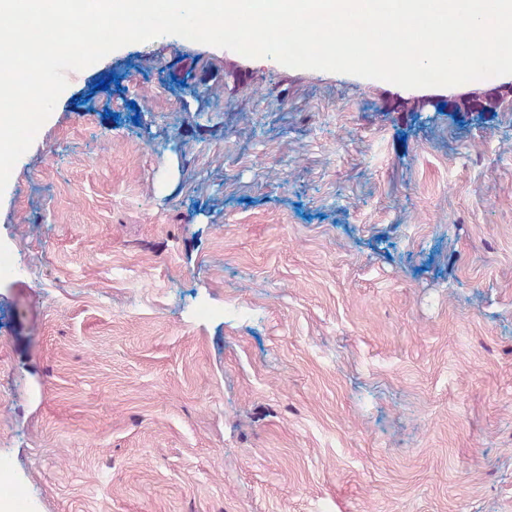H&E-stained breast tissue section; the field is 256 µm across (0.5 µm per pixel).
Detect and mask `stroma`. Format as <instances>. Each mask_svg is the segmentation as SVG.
<instances>
[{"label":"stroma","instance_id":"obj_1","mask_svg":"<svg viewBox=\"0 0 512 512\" xmlns=\"http://www.w3.org/2000/svg\"><path fill=\"white\" fill-rule=\"evenodd\" d=\"M67 81L0 194L27 512H512V97L417 102L512 77L165 35Z\"/></svg>","mask_w":512,"mask_h":512}]
</instances>
